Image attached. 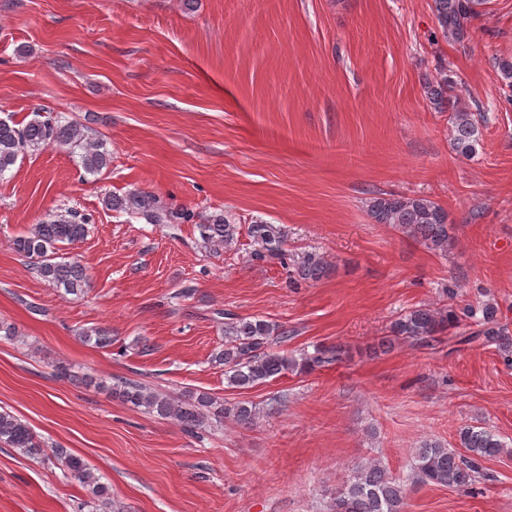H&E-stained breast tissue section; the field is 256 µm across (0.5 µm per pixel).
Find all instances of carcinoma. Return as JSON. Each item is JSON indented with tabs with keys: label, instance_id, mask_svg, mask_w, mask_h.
Instances as JSON below:
<instances>
[{
	"label": "carcinoma",
	"instance_id": "1",
	"mask_svg": "<svg viewBox=\"0 0 512 512\" xmlns=\"http://www.w3.org/2000/svg\"><path fill=\"white\" fill-rule=\"evenodd\" d=\"M481 4L482 0H433V11L443 36L464 41L468 23ZM447 91L446 74L429 86V99L440 111L447 105ZM449 121L456 152L466 157L475 155L479 127L470 113L455 105L451 108ZM48 147H65L78 155L88 174H99L111 162V153L102 140L89 136L87 126L59 118L43 119L36 111L25 123L0 119V176L27 155ZM104 205L109 210L142 218L148 224H171L187 218L183 213L165 209L155 196L137 190L121 197L109 196ZM368 210L375 223L394 226L432 252H448L453 240V225L449 222L448 211L438 203L420 196L382 193L371 198ZM88 223V217L75 211L55 212L32 225L27 233L15 237L13 249L27 259L31 270L48 285L67 294H81L89 287L87 269L76 258L59 256V251L63 246L84 239ZM198 230L205 244L229 247L235 243L239 226L231 217L215 213L203 217ZM247 232L267 253L284 255V241L274 225L251 224ZM329 271L327 262L312 254L305 256L294 268L298 279L312 282L328 275ZM460 324L461 318L451 305L442 311L415 307L399 314L391 322L389 333L393 340L431 347L440 341L441 334L459 328ZM475 326L468 339H480L508 352L512 350V340L499 325L494 307H484L482 318L475 321ZM80 336L100 349L112 346L111 332L102 327L84 329ZM287 337V331L274 321L230 314L224 318V346L212 354V362L224 367V380L229 387L248 390L289 371L311 373L341 361L346 355V350L337 345H320L298 358L272 348ZM111 390L123 403L171 419L189 434H196L214 423L221 424L226 419L242 426L251 425L259 415V411L246 402L227 406L218 397L193 391L174 397L126 378L116 380ZM0 445L32 459H55L71 479L89 492L90 498L84 503L88 512L103 509L121 512V507L112 501L108 487L81 457L58 446L49 451L44 449V442L27 423L5 410L0 411ZM458 445L455 449L439 442H423L412 458L411 480L422 485L469 486L475 481L481 462L501 454L505 448L495 434L473 426L459 429ZM405 494V480L392 476L380 462L368 461L358 465L351 478L336 490L329 512H403Z\"/></svg>",
	"mask_w": 512,
	"mask_h": 512
}]
</instances>
